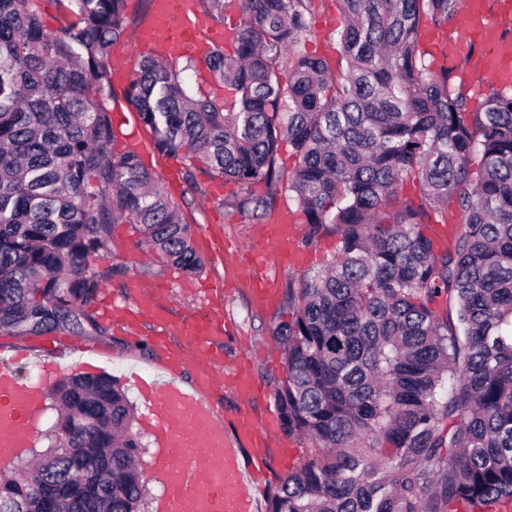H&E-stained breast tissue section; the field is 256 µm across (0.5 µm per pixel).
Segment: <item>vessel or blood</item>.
I'll return each mask as SVG.
<instances>
[{
	"label": "vessel or blood",
	"mask_w": 512,
	"mask_h": 512,
	"mask_svg": "<svg viewBox=\"0 0 512 512\" xmlns=\"http://www.w3.org/2000/svg\"><path fill=\"white\" fill-rule=\"evenodd\" d=\"M463 21L465 35L449 44V61L461 59L477 66L489 86L506 83L512 78V47L505 44L501 27L490 22L485 0H465ZM226 39L225 32L204 30L195 0H154L139 32L142 49L158 48L173 57L202 61ZM260 238L277 243L295 264L303 263L296 227L287 219L262 225ZM127 294V322L152 317L156 323L153 343L164 347L171 336H180L178 362L189 360L196 367V382L189 387L175 377L164 382L147 374L134 377L155 444L150 466L163 486L158 512H254L246 481L267 475L271 447L283 448L287 442L277 415L258 424L249 410L240 411L238 437L233 440L209 409L206 396L217 380L213 345L226 330L223 319L204 312L173 321L156 294L138 283H130ZM39 371V379L26 380L16 370L0 367V471L20 465L44 410L46 383L57 368L43 363Z\"/></svg>",
	"instance_id": "obj_1"
}]
</instances>
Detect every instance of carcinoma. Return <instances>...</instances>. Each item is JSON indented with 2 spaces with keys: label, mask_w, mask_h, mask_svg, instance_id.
Masks as SVG:
<instances>
[{
  "label": "carcinoma",
  "mask_w": 512,
  "mask_h": 512,
  "mask_svg": "<svg viewBox=\"0 0 512 512\" xmlns=\"http://www.w3.org/2000/svg\"><path fill=\"white\" fill-rule=\"evenodd\" d=\"M0 0V328L102 331L89 308L112 225L196 274L181 211L137 153L112 149V45L126 0ZM347 67L304 53L312 0H240L233 53L210 55L224 100L195 94L191 63H138L123 95L157 151L237 191L262 221L276 196L336 236L326 264L288 280L273 337L274 400L315 448L278 479L267 512H503L512 504V87L479 112L422 41L459 0H338ZM224 21V0H198ZM298 164L278 165L282 143ZM407 182L418 199H402ZM262 183L265 195L252 186ZM61 417L38 464L0 481V512H141L134 409L108 376L52 391Z\"/></svg>",
  "instance_id": "cac0c4a2"
}]
</instances>
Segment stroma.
Segmentation results:
<instances>
[{
	"instance_id": "35a3bbf8",
	"label": "stroma",
	"mask_w": 512,
	"mask_h": 512,
	"mask_svg": "<svg viewBox=\"0 0 512 512\" xmlns=\"http://www.w3.org/2000/svg\"><path fill=\"white\" fill-rule=\"evenodd\" d=\"M341 23L336 0H313L311 30L302 47L308 54L326 59L335 71L346 65L336 37ZM111 119L116 131L113 144L116 151L125 150L131 136L144 143L140 159L190 225L192 244L203 261V268L197 274L186 275L162 256L142 248L133 225L116 224L112 227L109 251L93 261L92 266L103 270L119 265L123 273L105 282L102 293L123 301L126 284L132 279L149 288H164L163 304L170 318L178 319L185 313L206 309L216 299L206 291V282H223L224 292L218 299L233 328L232 334L223 341V368L228 371L241 359L250 360L251 378L260 388L250 403V410L256 421H263L276 410L274 383L285 375L283 353L272 335L273 328L288 318V307L281 292L288 280L299 277L300 268L268 265L267 274L275 280L278 294L268 305H257L251 291V268L243 256L244 251L253 246L257 224L249 215L225 206L224 198L232 193V185L216 190L214 179L200 172L194 179H187L185 166L177 165L175 158L154 148L151 130L124 98L113 101ZM206 227L235 247V255L206 248L201 241V231ZM97 320L103 327L99 333L87 326L59 329L39 336H13L0 330V358L23 353L24 358L16 368L20 374L35 379L39 376L40 361L57 362L61 374L68 375L73 373L75 361L86 354L100 365L102 373L118 380L132 402H139V393L131 381L132 373L153 374L162 380L168 377L150 343V332L135 337L127 334L121 323L110 316L101 313Z\"/></svg>"
}]
</instances>
